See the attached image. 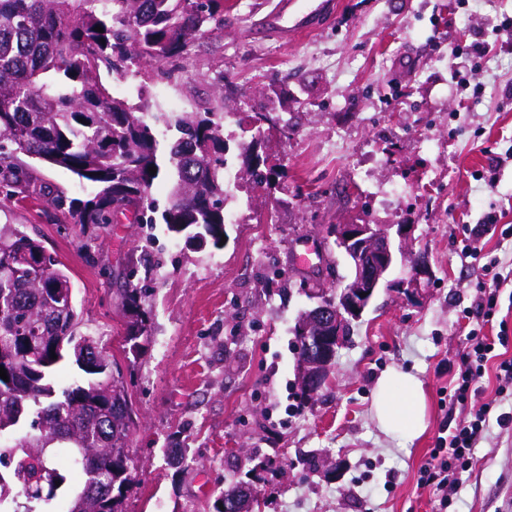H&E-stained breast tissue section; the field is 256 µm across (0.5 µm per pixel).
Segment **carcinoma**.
<instances>
[{
    "label": "carcinoma",
    "instance_id": "carcinoma-1",
    "mask_svg": "<svg viewBox=\"0 0 512 512\" xmlns=\"http://www.w3.org/2000/svg\"><path fill=\"white\" fill-rule=\"evenodd\" d=\"M217 13L218 0H0V201L41 198L85 231L128 211L199 249L219 246L229 150L223 113L160 112L161 137L147 113L102 81L184 56ZM249 125L256 140L277 120L255 112ZM21 154L65 168L96 191L71 197L37 179ZM237 156L258 187L280 173L260 169L265 160L252 143ZM161 178L172 183L163 206L151 193ZM120 297L126 344L136 352L148 335L146 289L130 285ZM79 324L68 274L26 232L1 224L0 367L8 380L0 378V512H84L88 500L97 512H124L134 411L121 371ZM67 358L86 378L59 388L55 368ZM26 423L32 433L11 439ZM60 445L84 478L63 503L65 478L54 464ZM254 502L252 488L231 482L214 508L253 512Z\"/></svg>",
    "mask_w": 512,
    "mask_h": 512
}]
</instances>
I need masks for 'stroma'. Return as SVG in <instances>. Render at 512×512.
<instances>
[{
	"label": "stroma",
	"instance_id": "stroma-1",
	"mask_svg": "<svg viewBox=\"0 0 512 512\" xmlns=\"http://www.w3.org/2000/svg\"><path fill=\"white\" fill-rule=\"evenodd\" d=\"M277 2L220 0V22L170 62L173 77L136 79L145 112L180 98L189 112L265 107L287 119L258 147L286 176L253 190L223 247L174 250L164 225L126 220L89 238L30 198L1 204L0 224L63 264L81 332L123 374L137 463L125 512H214L212 492L231 476L258 492L259 512H443L417 481L442 430L464 414L447 388L484 282L467 251L512 265V235L469 234L490 215L512 225V44L484 59L478 92L453 80L470 61L451 50L493 41L512 0H340L337 19L293 40L263 29ZM380 93L410 111L391 117ZM394 186L403 195L380 204ZM350 222L413 225L410 249L431 274L405 294L393 283L411 262H397L308 399L294 327L311 293L332 297L347 282L350 268L324 236ZM309 243L323 248L313 268L295 261ZM128 281L146 289L151 313L136 355L124 341ZM394 367L424 384L428 425L407 442L383 435L371 414L376 382ZM173 444L182 465L164 455ZM312 454L319 469L305 463ZM444 512H512V427L490 421Z\"/></svg>",
	"mask_w": 512,
	"mask_h": 512
}]
</instances>
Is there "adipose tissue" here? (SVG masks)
Segmentation results:
<instances>
[{
    "instance_id": "adipose-tissue-1",
    "label": "adipose tissue",
    "mask_w": 512,
    "mask_h": 512,
    "mask_svg": "<svg viewBox=\"0 0 512 512\" xmlns=\"http://www.w3.org/2000/svg\"><path fill=\"white\" fill-rule=\"evenodd\" d=\"M372 414L387 437L411 440L426 428L427 406L423 384L414 374L394 368L376 384Z\"/></svg>"
}]
</instances>
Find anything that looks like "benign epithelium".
Here are the masks:
<instances>
[{"instance_id": "1", "label": "benign epithelium", "mask_w": 512, "mask_h": 512, "mask_svg": "<svg viewBox=\"0 0 512 512\" xmlns=\"http://www.w3.org/2000/svg\"><path fill=\"white\" fill-rule=\"evenodd\" d=\"M413 226L409 224H335L331 237L336 247L349 258L353 276L338 302L318 301L306 311L299 323V341L306 352L300 360V375L312 384L308 397L318 394L326 381L329 366L337 348L344 339L350 321L359 318L378 290L387 274L395 266L397 255L405 254ZM430 276L422 258L414 260L409 279L396 282L407 293L418 288L420 280Z\"/></svg>"}]
</instances>
